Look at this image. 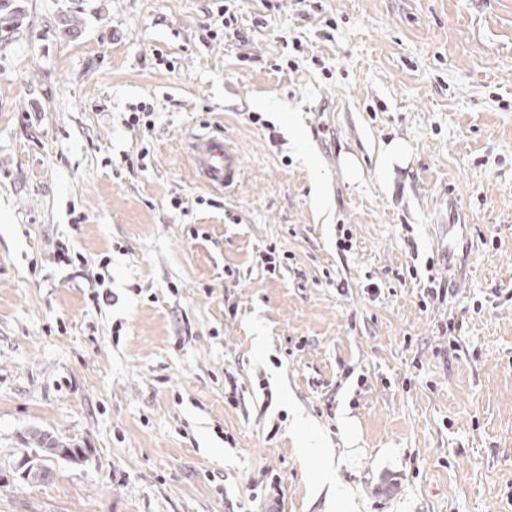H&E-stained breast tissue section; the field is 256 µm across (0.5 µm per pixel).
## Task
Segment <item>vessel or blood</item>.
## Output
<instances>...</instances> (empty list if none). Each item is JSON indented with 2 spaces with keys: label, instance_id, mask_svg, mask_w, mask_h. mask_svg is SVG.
<instances>
[{
  "label": "vessel or blood",
  "instance_id": "obj_1",
  "mask_svg": "<svg viewBox=\"0 0 512 512\" xmlns=\"http://www.w3.org/2000/svg\"><path fill=\"white\" fill-rule=\"evenodd\" d=\"M195 173L214 189L238 185L243 174L242 157L237 147L224 135L196 137L190 146Z\"/></svg>",
  "mask_w": 512,
  "mask_h": 512
}]
</instances>
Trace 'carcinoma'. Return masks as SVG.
I'll use <instances>...</instances> for the list:
<instances>
[{
  "mask_svg": "<svg viewBox=\"0 0 512 512\" xmlns=\"http://www.w3.org/2000/svg\"><path fill=\"white\" fill-rule=\"evenodd\" d=\"M19 9L15 0H0V33L17 24ZM27 453L20 461L19 474L28 483L42 484L53 477L48 459L54 458L71 463L82 462L86 458V449L60 441L50 433L32 428L22 434Z\"/></svg>",
  "mask_w": 512,
  "mask_h": 512,
  "instance_id": "1",
  "label": "carcinoma"
}]
</instances>
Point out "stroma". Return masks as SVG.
Returning a JSON list of instances; mask_svg holds the SVG:
<instances>
[{"instance_id": "1", "label": "stroma", "mask_w": 512, "mask_h": 512, "mask_svg": "<svg viewBox=\"0 0 512 512\" xmlns=\"http://www.w3.org/2000/svg\"><path fill=\"white\" fill-rule=\"evenodd\" d=\"M17 5L0 512H327L328 464L356 512H512V0ZM137 105L152 127L125 125ZM214 131L244 159L228 193L192 169ZM449 222L473 242L457 277ZM431 277L448 294L424 307ZM292 405L333 460L301 452ZM32 427L87 460L26 483Z\"/></svg>"}]
</instances>
